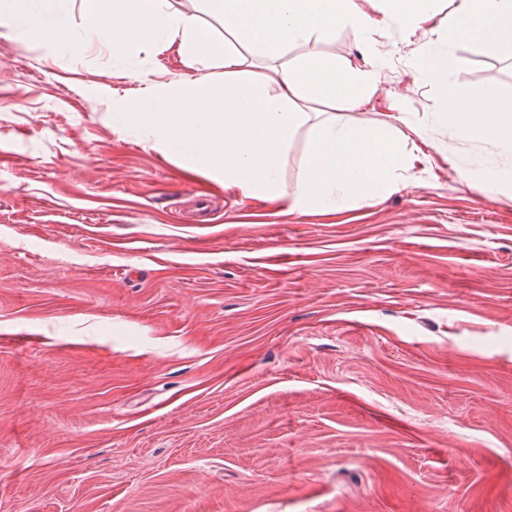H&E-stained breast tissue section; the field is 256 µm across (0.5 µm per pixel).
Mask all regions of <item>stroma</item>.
Wrapping results in <instances>:
<instances>
[{
  "mask_svg": "<svg viewBox=\"0 0 512 512\" xmlns=\"http://www.w3.org/2000/svg\"><path fill=\"white\" fill-rule=\"evenodd\" d=\"M365 118L406 98L432 160L332 214L225 192L114 111L218 75L138 45L0 38V512H512V192L447 96L512 57L379 24ZM451 44L447 88L418 81ZM358 33L290 47L364 68ZM307 129L280 161L292 194ZM422 74L439 86L448 85V75L457 70L462 63L460 57L451 51L438 47L433 42H424L419 46ZM461 179L480 194L500 193L507 187V174L510 172L512 188V172L500 169L495 165L473 166L460 161L455 164Z\"/></svg>",
  "mask_w": 512,
  "mask_h": 512,
  "instance_id": "1",
  "label": "stroma"
}]
</instances>
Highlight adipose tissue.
I'll return each instance as SVG.
<instances>
[{"label": "adipose tissue", "mask_w": 512, "mask_h": 512, "mask_svg": "<svg viewBox=\"0 0 512 512\" xmlns=\"http://www.w3.org/2000/svg\"><path fill=\"white\" fill-rule=\"evenodd\" d=\"M37 0H0V29L15 45L39 38L64 52L101 44L124 59L131 46L160 43L186 60L221 62L219 79H177L157 87L142 104L119 113L125 127L151 125L158 152L208 170L225 189L280 202L279 158L296 132L309 127L308 162L292 208L331 213L351 199L376 200L397 188L396 171L413 169L428 154L406 150L394 125L356 120L375 91L377 59L364 70L319 57L283 63L293 44L324 37L349 24L367 33L375 21L361 0H83L91 27L74 36L60 21L43 16ZM383 18L416 30L436 17L434 0H383ZM218 20L216 34L209 19ZM449 39H463L512 56V0H457L445 18ZM422 72L439 86L462 60L425 42ZM448 114L465 137L491 143L512 157V107L489 86L477 95L452 98Z\"/></svg>", "instance_id": "adipose-tissue-1"}]
</instances>
